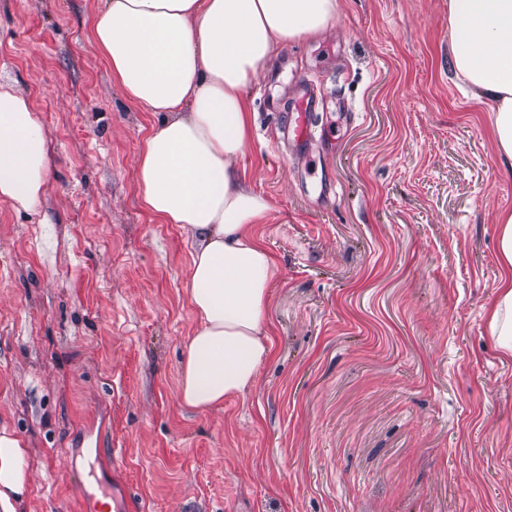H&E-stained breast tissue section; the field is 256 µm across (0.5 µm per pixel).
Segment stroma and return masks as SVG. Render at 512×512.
I'll use <instances>...</instances> for the list:
<instances>
[{"instance_id": "35a3bbf8", "label": "stroma", "mask_w": 512, "mask_h": 512, "mask_svg": "<svg viewBox=\"0 0 512 512\" xmlns=\"http://www.w3.org/2000/svg\"><path fill=\"white\" fill-rule=\"evenodd\" d=\"M340 2L245 90L272 349L201 411L179 390L189 247L137 181L160 117L93 45L96 0H0V83L51 157L48 223L0 203V425L29 449V512L89 491L141 512H512V358L487 329L512 177L489 108L454 76L448 0ZM303 82L328 136L300 153ZM316 106V98L310 91L299 95L289 108L288 124L285 133L288 142L294 148H303L313 137L312 112Z\"/></svg>"}]
</instances>
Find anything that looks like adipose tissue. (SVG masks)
<instances>
[{"mask_svg": "<svg viewBox=\"0 0 512 512\" xmlns=\"http://www.w3.org/2000/svg\"><path fill=\"white\" fill-rule=\"evenodd\" d=\"M339 0H97L92 39L125 96L161 122L138 158L143 207L179 225L197 329L180 373L183 403L223 405L253 387L271 352L269 288L277 266L254 226L271 209L236 162L254 114L245 90L278 49L330 30ZM452 68L490 105L499 163L512 176V0H448ZM50 173L44 123L0 84V201L41 212ZM502 273L489 331L512 357V212L498 217ZM28 450L0 426V512H27Z\"/></svg>", "mask_w": 512, "mask_h": 512, "instance_id": "adipose-tissue-1", "label": "adipose tissue"}]
</instances>
